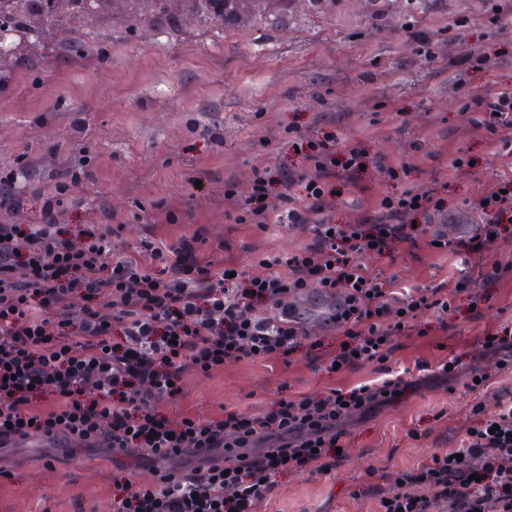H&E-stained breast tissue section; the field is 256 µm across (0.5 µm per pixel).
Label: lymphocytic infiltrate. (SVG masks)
<instances>
[{
  "mask_svg": "<svg viewBox=\"0 0 512 512\" xmlns=\"http://www.w3.org/2000/svg\"><path fill=\"white\" fill-rule=\"evenodd\" d=\"M467 99L511 157L512 87ZM305 160L315 177L263 168L237 207L235 223L304 240L260 259L257 275L198 257L200 229L168 246L144 233L125 250L117 246L124 225L62 223L60 196L80 181L70 164L58 171L37 224L11 222L26 196L0 180V440H63L108 460L152 459L150 480L114 475L112 512H257L272 504L282 475L335 470L353 414L410 384L389 366L397 339L416 332L426 313L447 325L459 295L479 305L500 278L503 264L471 257L512 240V175L479 198V234L452 240L429 224L444 207L438 182L404 187L357 223L340 224L331 211L336 178L359 168L362 153L348 148L337 163L327 137ZM274 193L281 205L272 210L265 199ZM420 241L464 257L453 283L402 288L362 263ZM308 289L334 300L330 321L340 339L322 370L371 366L378 379L216 419L161 412L186 372L208 377L231 361L285 359L303 347L311 333L292 300ZM509 367L512 328L479 337L466 385L474 422L459 448L436 449L397 471L392 485L357 488L354 497H372L376 512H512V387L495 384Z\"/></svg>",
  "mask_w": 512,
  "mask_h": 512,
  "instance_id": "obj_1",
  "label": "lymphocytic infiltrate"
}]
</instances>
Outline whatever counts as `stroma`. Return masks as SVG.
I'll return each mask as SVG.
<instances>
[{"label": "stroma", "mask_w": 512, "mask_h": 512, "mask_svg": "<svg viewBox=\"0 0 512 512\" xmlns=\"http://www.w3.org/2000/svg\"><path fill=\"white\" fill-rule=\"evenodd\" d=\"M471 55L488 68L459 69ZM493 80L512 85V0H290L284 23L227 32L188 21L172 33L121 19L95 29L88 50L52 41L37 58L18 56L0 81V179L16 171L18 187L49 193L63 163L89 169L93 178L75 189L86 204L69 210L68 223L100 224L110 214L125 225L126 241L148 231L167 245L201 227V256L220 243L225 260L256 274L261 255L296 251L302 240L234 223L238 198L257 169L302 167L301 145L331 136L337 149L357 146L366 157L351 182L336 185L337 223L357 222L403 185L421 189L436 178L447 185L448 212L432 221L466 239L477 232L474 207L495 186L502 159L464 93ZM458 155L470 166L452 167ZM380 158L410 162L404 181L378 170ZM228 180L235 196L224 194ZM364 263L405 288L455 279L462 267L459 256L423 245ZM489 295L477 314L459 296L444 329L423 316L424 335L399 339L393 370L419 360L468 363L477 336L512 322V274ZM376 377L370 367L331 377L298 353L287 363L230 362L209 377L184 375L162 410L175 418L256 411L282 395ZM469 402L462 387L429 377L356 416L335 470L283 476L276 512H375L374 500L353 497L354 487L388 483L436 446L458 445L473 422ZM0 468V512H109L112 464L94 453L50 458L7 448Z\"/></svg>", "instance_id": "obj_1"}]
</instances>
